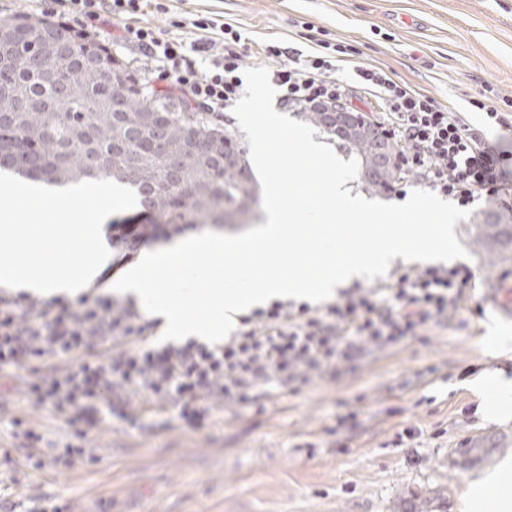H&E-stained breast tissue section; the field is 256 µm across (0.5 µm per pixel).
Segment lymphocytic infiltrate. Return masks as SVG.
<instances>
[{
    "label": "lymphocytic infiltrate",
    "instance_id": "f902f5d3",
    "mask_svg": "<svg viewBox=\"0 0 512 512\" xmlns=\"http://www.w3.org/2000/svg\"><path fill=\"white\" fill-rule=\"evenodd\" d=\"M81 32L96 34L104 13L142 11V0H61ZM222 40L193 45L163 38L148 26L124 24L119 39L156 62L163 90L183 97L209 123H223L243 90L241 34L221 28ZM277 60L274 82L283 106L297 112L318 104L352 106L365 97L370 113L402 149L401 164L425 188L467 208L500 194L512 179L504 154L462 113L394 80L375 66L355 69L356 81L337 78L341 59L327 52L303 55L265 45ZM475 279L464 264L396 270L390 281L354 286L332 303L276 301L239 316L237 332L219 344L194 339L179 344L147 343L148 324L130 304L98 295L76 303L48 304L26 294L0 297V374L37 367L26 393L37 406L51 407L73 429L75 442L53 454L69 467L89 458L82 441L101 422L103 407L128 414V398L142 395L178 408L191 427L203 424L214 401L249 405L274 389L303 384L313 376L339 374L366 350H390L423 337L447 322ZM110 353H102V345Z\"/></svg>",
    "mask_w": 512,
    "mask_h": 512
}]
</instances>
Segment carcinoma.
I'll return each mask as SVG.
<instances>
[{
	"label": "carcinoma",
	"mask_w": 512,
	"mask_h": 512,
	"mask_svg": "<svg viewBox=\"0 0 512 512\" xmlns=\"http://www.w3.org/2000/svg\"><path fill=\"white\" fill-rule=\"evenodd\" d=\"M0 172H36L64 186L109 179L132 188L151 222L171 227L241 221L262 206L249 163L224 165L243 153L234 134L200 112H173L146 94L94 37L51 17L0 19ZM359 162L365 188L387 195L401 166L367 178L365 143L336 136ZM473 243L494 258L512 252V219L486 212Z\"/></svg>",
	"instance_id": "obj_1"
}]
</instances>
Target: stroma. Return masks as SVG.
Returning a JSON list of instances; mask_svg holds the SVG:
<instances>
[{
  "mask_svg": "<svg viewBox=\"0 0 512 512\" xmlns=\"http://www.w3.org/2000/svg\"><path fill=\"white\" fill-rule=\"evenodd\" d=\"M137 24L191 42L180 20L194 16L242 34L245 66L267 65L270 42L299 51L319 41L347 46L351 59L484 125L474 101L512 110V0H162ZM477 275L448 324L387 352L369 351L340 376L313 377L260 406L213 404L195 430L177 408L134 400L127 418L104 413L85 440L95 462L34 468L29 441H71L63 419L34 406L28 369L0 380V504L12 512H460L465 481L512 458V420L489 421L469 383L512 358L492 356L487 338L512 327V261L492 265L472 250ZM412 428L416 438L403 437ZM486 440L480 462L456 453Z\"/></svg>",
  "mask_w": 512,
  "mask_h": 512,
  "instance_id": "stroma-1",
  "label": "stroma"
}]
</instances>
